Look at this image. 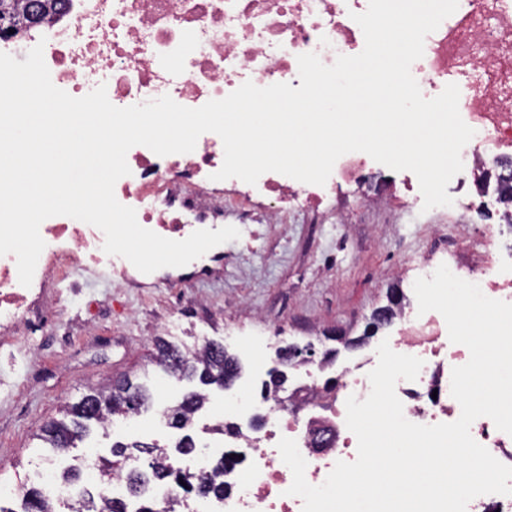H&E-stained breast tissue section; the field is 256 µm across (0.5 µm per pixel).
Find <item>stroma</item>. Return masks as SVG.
Masks as SVG:
<instances>
[{"label": "stroma", "instance_id": "35a3bbf8", "mask_svg": "<svg viewBox=\"0 0 512 512\" xmlns=\"http://www.w3.org/2000/svg\"><path fill=\"white\" fill-rule=\"evenodd\" d=\"M459 196L465 208H434L413 218L394 205L356 209L350 224L341 223L334 210L314 224L290 215L282 224L240 225L239 239L223 246L218 281L187 265L173 269L175 283L157 288H117L104 278L60 283L42 332L21 342L0 333V482L32 483L43 459L35 435L58 417L64 402L126 376L156 395L177 399L187 392L188 382L161 380L151 364L157 337L187 346L226 343L242 366L241 383L256 389L272 369L291 380L297 374L274 346L250 347V335L271 325L280 326L288 343L331 353L337 365L375 348L390 327L354 348L326 334L337 329L364 337L388 292L409 291L396 272L400 262L450 248L472 226L493 229L500 251L512 250V224L500 216L495 192L465 187ZM384 224L391 230L382 235L378 228ZM171 318L177 329H168ZM236 326L244 336L226 341L227 329ZM257 356L264 365L260 373L254 370Z\"/></svg>", "mask_w": 512, "mask_h": 512}]
</instances>
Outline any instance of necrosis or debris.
Segmentation results:
<instances>
[{"label": "necrosis or debris", "mask_w": 512, "mask_h": 512, "mask_svg": "<svg viewBox=\"0 0 512 512\" xmlns=\"http://www.w3.org/2000/svg\"><path fill=\"white\" fill-rule=\"evenodd\" d=\"M368 5L369 0H65L52 22L0 35V52L22 61L31 48L43 45L53 84L76 98L102 85L110 102L121 108L164 95L197 108L225 98L247 81L259 87H299L301 54L316 53L330 66L338 56L361 53L364 35L353 16ZM411 73L427 98L448 84L458 86L459 112L474 136L461 152L463 169L456 180L488 184L490 161L512 158V0H459L457 10L426 36L423 56ZM126 161L131 173L116 182L117 200L135 209L139 224L165 238L178 225L189 234L218 229L229 219L281 224L286 203L309 223L351 185L360 186L366 208H385L395 199L409 210L418 204L409 186L384 193L368 184L363 171L373 160L363 152L341 156L322 186L264 173L247 188L271 199V207L260 214L224 199L220 182L213 180L224 161L223 142L215 133L202 134L187 154L161 157L137 145ZM40 235L45 247L31 286L20 284L14 255L0 256V329L39 326L59 275L69 271L83 277L105 261L117 287L135 285L134 266L105 254L99 228L55 216L41 224ZM480 235L486 246L481 263H453L449 269L479 285L487 297L512 303V261L495 249L489 229ZM395 319L391 349L424 362L417 380L396 384L405 418L421 425L456 421L461 407L451 395V371L468 362L467 347L450 341L438 312L422 314L417 304L405 303ZM377 363L372 353L344 368L329 405L321 383L326 362L306 361L305 380L289 395L288 407L269 396L255 400L245 391L238 405L243 422L192 416L189 431L209 434L220 428L230 442L200 448L176 466L201 475L213 458L223 457L224 475L231 480L223 497L190 496L178 483L167 482L144 498H133L118 476L103 494L122 512H302V499L287 493L293 476L281 458L279 440L296 441L307 462L305 477L313 485L322 484L337 461H354L357 438L346 426V401L369 395L368 374ZM323 428L332 431L333 440L329 447H314L315 434Z\"/></svg>", "instance_id": "necrosis-or-debris-1"}]
</instances>
